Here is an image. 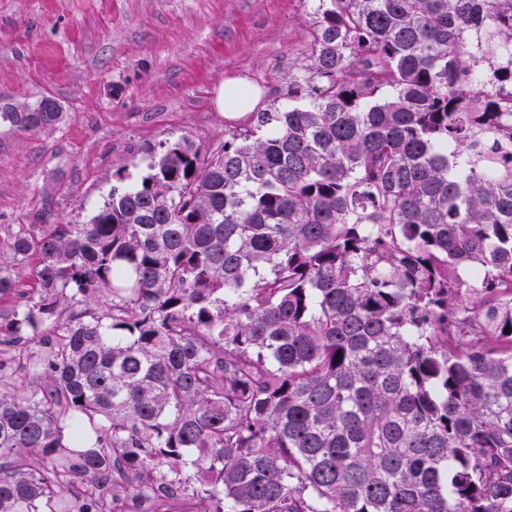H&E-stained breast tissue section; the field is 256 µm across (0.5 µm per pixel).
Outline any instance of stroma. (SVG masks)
<instances>
[{
    "mask_svg": "<svg viewBox=\"0 0 512 512\" xmlns=\"http://www.w3.org/2000/svg\"><path fill=\"white\" fill-rule=\"evenodd\" d=\"M310 0H0V106L56 98L45 131L0 127V240L21 224L87 220L145 146L217 147L224 79L280 101L308 49Z\"/></svg>",
    "mask_w": 512,
    "mask_h": 512,
    "instance_id": "obj_1",
    "label": "stroma"
}]
</instances>
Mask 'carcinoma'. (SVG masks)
I'll return each mask as SVG.
<instances>
[{
    "mask_svg": "<svg viewBox=\"0 0 512 512\" xmlns=\"http://www.w3.org/2000/svg\"><path fill=\"white\" fill-rule=\"evenodd\" d=\"M315 2L282 105L10 236L0 512H512V0Z\"/></svg>",
    "mask_w": 512,
    "mask_h": 512,
    "instance_id": "cac0c4a2",
    "label": "carcinoma"
}]
</instances>
